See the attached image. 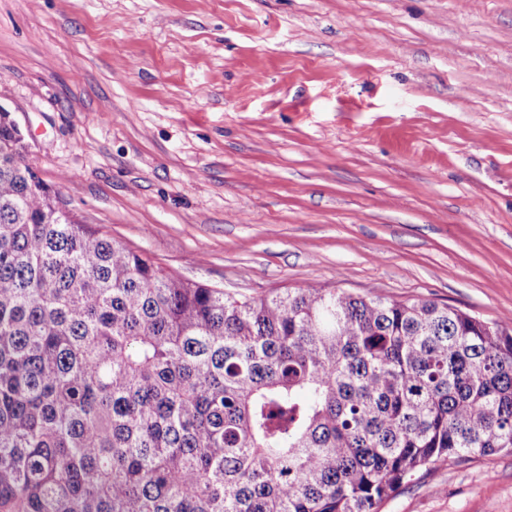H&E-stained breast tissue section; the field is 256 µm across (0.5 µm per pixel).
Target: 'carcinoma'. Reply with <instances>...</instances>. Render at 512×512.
Listing matches in <instances>:
<instances>
[{
	"label": "carcinoma",
	"instance_id": "obj_1",
	"mask_svg": "<svg viewBox=\"0 0 512 512\" xmlns=\"http://www.w3.org/2000/svg\"><path fill=\"white\" fill-rule=\"evenodd\" d=\"M512 452V324L236 297L78 224L0 112V512H378Z\"/></svg>",
	"mask_w": 512,
	"mask_h": 512
}]
</instances>
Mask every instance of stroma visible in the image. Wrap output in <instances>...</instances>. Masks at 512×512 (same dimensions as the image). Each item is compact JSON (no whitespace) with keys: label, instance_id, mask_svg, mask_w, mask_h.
I'll list each match as a JSON object with an SVG mask.
<instances>
[{"label":"stroma","instance_id":"1","mask_svg":"<svg viewBox=\"0 0 512 512\" xmlns=\"http://www.w3.org/2000/svg\"><path fill=\"white\" fill-rule=\"evenodd\" d=\"M0 73L60 207L183 278L512 319V0H0ZM380 512H512V453Z\"/></svg>","mask_w":512,"mask_h":512}]
</instances>
